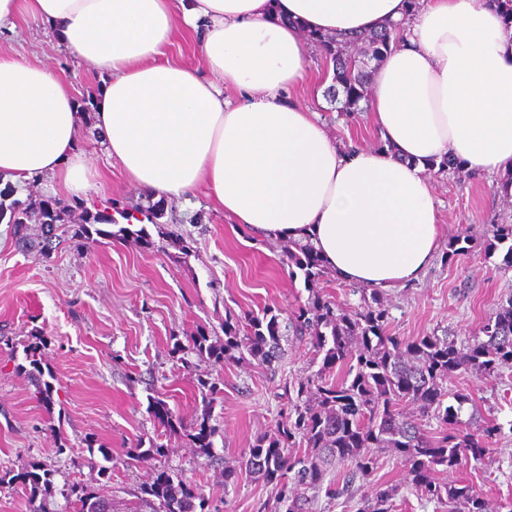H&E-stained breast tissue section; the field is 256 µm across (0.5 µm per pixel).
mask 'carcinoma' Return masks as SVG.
<instances>
[{
    "mask_svg": "<svg viewBox=\"0 0 512 512\" xmlns=\"http://www.w3.org/2000/svg\"><path fill=\"white\" fill-rule=\"evenodd\" d=\"M393 31L383 30L355 37L329 38L311 35L309 40L322 47L333 63L334 84L327 97L341 104L345 114L363 111L360 102L368 97L371 75L382 62L392 42ZM363 44V56L375 66L363 68L346 52V46ZM43 215L51 223L42 224L37 235L39 252L49 253L60 240L58 212L45 209ZM288 262L302 270L305 280L321 275L323 265L309 245L294 244L288 249ZM387 312L380 306H369L361 312L348 314L335 309L334 304L313 296L293 316L296 335L313 341L315 355H323L322 370L299 386L300 391L315 387L316 404L296 406V417L284 418L272 433L258 436L248 453L241 457L238 467L224 468L228 480L237 471L259 474L276 490L274 512H301L290 499L292 488L307 485L325 488V496L338 499L348 491L356 476L368 477L375 469L374 450L390 448L397 453L407 469L417 493L427 499L448 497L454 512H486L480 494L470 485L443 488L432 479L437 466L452 467L463 459H482L489 451L497 427L487 426L482 433L449 432L438 438L422 432L415 419L400 412L402 402L417 405L422 415H432L445 425L458 422L459 412L469 396L457 393V405H444L448 396L438 379L460 368L477 375H491L503 365H512V297L489 317L480 333L467 345H457L444 336H424L404 342L386 334ZM250 330L239 334V328L224 321V343L213 344L201 332L191 337L194 348L207 353L216 365L248 354L263 362H271L281 352L279 323L273 316L268 321L253 318ZM335 366L346 369L344 378L328 380L323 371ZM154 412L169 434L188 428L198 448L212 445L213 428L206 422L190 427L169 412L165 402L157 398ZM325 453L328 460L353 465L351 475L342 485L324 483L325 469L314 456L292 457L290 446L296 442ZM52 471L33 470L17 474H0V486L22 484L30 488V503L47 491L52 483ZM73 497L74 512H91L87 504H103L107 512H118L112 500L77 485L68 490ZM395 488L386 483L373 487L359 512H393ZM133 512H205L208 498L202 489L193 485H178L164 471L144 485L135 495Z\"/></svg>",
    "mask_w": 512,
    "mask_h": 512,
    "instance_id": "cac0c4a2",
    "label": "carcinoma"
}]
</instances>
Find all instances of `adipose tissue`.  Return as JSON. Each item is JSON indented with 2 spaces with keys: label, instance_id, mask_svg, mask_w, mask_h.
I'll list each match as a JSON object with an SVG mask.
<instances>
[{
  "label": "adipose tissue",
  "instance_id": "ef3b65f1",
  "mask_svg": "<svg viewBox=\"0 0 512 512\" xmlns=\"http://www.w3.org/2000/svg\"><path fill=\"white\" fill-rule=\"evenodd\" d=\"M22 14L110 75L90 118L130 187L173 200L206 185L225 216L309 243L342 281L421 279L439 243L442 158L512 196V25L489 0H0V28ZM393 24L367 102L384 146H341L286 98L308 79L304 36ZM182 27L202 29L206 73L168 59ZM86 118L61 77L0 53V178L87 192Z\"/></svg>",
  "mask_w": 512,
  "mask_h": 512
}]
</instances>
